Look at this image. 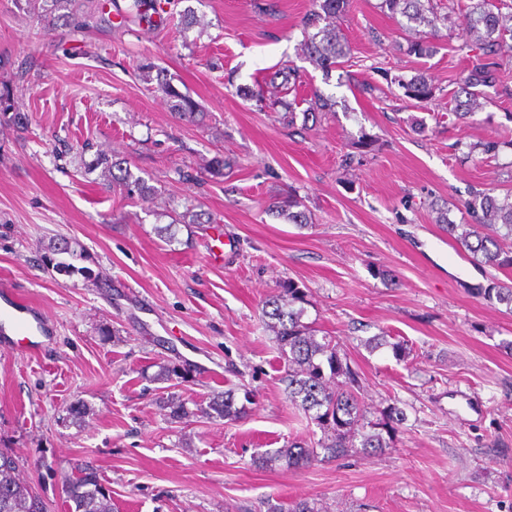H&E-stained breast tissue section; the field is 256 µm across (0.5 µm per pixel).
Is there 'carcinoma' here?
<instances>
[{
	"instance_id": "cac0c4a2",
	"label": "carcinoma",
	"mask_w": 512,
	"mask_h": 512,
	"mask_svg": "<svg viewBox=\"0 0 512 512\" xmlns=\"http://www.w3.org/2000/svg\"><path fill=\"white\" fill-rule=\"evenodd\" d=\"M349 2L312 0L300 51L325 73L342 67L352 58L353 49L342 32ZM134 7L139 20L148 25L152 24L151 14L163 9L160 0H134ZM380 9L397 20L406 34L405 53L417 58H429L437 52L432 37L447 27L451 13L462 10L468 32L474 37L472 49L479 52L482 62L473 65L448 90V112L458 118L478 112L482 108L481 99L485 98L482 88L492 87L499 81L495 58L506 47V37L512 38V12H502L493 0H469L463 5L457 0H380ZM389 83L398 85L406 98L418 104L435 100L439 91L424 73L409 79L391 77ZM162 91L175 99L178 112L189 118L195 114L197 104L189 96L167 84L162 86ZM463 207L473 221L460 236L465 250L481 255L482 261L490 266L511 269L512 250H504L496 225L512 232V195L498 198L479 193L464 202ZM275 210L286 214L294 224L311 223L300 201L291 195L277 202ZM305 303L306 293L288 279L279 284L276 294L262 301L261 313L284 360L282 381L288 399L320 428L323 438L317 449L292 442L286 448L267 450L256 459L261 469L276 464L300 469L321 458L335 459L353 451L375 455L394 443L392 412L383 411L375 420L367 418L356 395L358 374L347 357L340 355V344L334 337H319L315 329L302 321ZM161 377L186 382L192 379V370L183 364H172L162 368ZM251 404L250 391H244L240 400L233 389L214 395L206 406L194 410L173 395L160 400L167 416L178 422L198 414L209 419L237 420L247 414ZM64 493L69 512H117L112 491L104 485L98 471L85 462L74 463V474ZM0 512H45L40 497L20 479L15 459L0 463ZM269 512L325 510L315 501L299 500L288 506H274Z\"/></svg>"
}]
</instances>
